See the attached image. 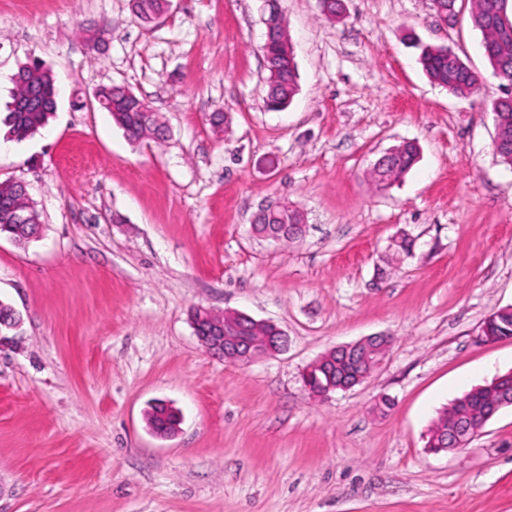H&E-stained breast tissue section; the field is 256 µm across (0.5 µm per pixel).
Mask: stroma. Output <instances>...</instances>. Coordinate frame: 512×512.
Masks as SVG:
<instances>
[{"mask_svg":"<svg viewBox=\"0 0 512 512\" xmlns=\"http://www.w3.org/2000/svg\"><path fill=\"white\" fill-rule=\"evenodd\" d=\"M281 7L298 91L273 111L263 0H173L150 29L130 0H0V112L29 59L57 88L39 134L0 144V182L24 181L42 221L29 246L0 235V301L21 317L0 334V512H512V407L466 448L426 447L444 407L512 370V338L478 340L512 305V168L482 36L429 0H344L337 21L320 0ZM419 41L452 47L478 92L431 83ZM112 84L160 114L164 142H131L98 107ZM405 140L418 162L371 182ZM275 199L303 211L301 239L252 234ZM402 233L415 247L396 258ZM200 306L273 321L288 346L215 358ZM381 335L364 383L305 389L307 365ZM157 401L174 436L148 424Z\"/></svg>","mask_w":512,"mask_h":512,"instance_id":"stroma-1","label":"stroma"}]
</instances>
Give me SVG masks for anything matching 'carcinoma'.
<instances>
[{
  "label": "carcinoma",
  "instance_id": "obj_1",
  "mask_svg": "<svg viewBox=\"0 0 512 512\" xmlns=\"http://www.w3.org/2000/svg\"><path fill=\"white\" fill-rule=\"evenodd\" d=\"M512 0H471L470 17L473 27L482 34V44L489 45L485 54L494 75L505 85H512V40L503 42L501 29L504 22H512L509 2ZM168 0H132L135 16L145 26L150 25L154 14L167 9ZM273 35L269 51L274 52L280 39L287 36V20L279 13L271 17ZM418 61L429 80L446 89L459 99L471 97L481 83V76L469 67L450 47L425 45L421 47ZM296 62L279 58L274 70L269 72L267 105L276 110L288 104L297 91ZM20 79L13 82V99L34 98L39 107L25 112L9 106L8 112L0 115V127L10 140L22 141L34 136L43 128L56 106V86L50 70L38 59H31L17 68ZM106 97L103 109L110 113L115 123L133 140H149L162 134L163 125L157 116L146 118V101L138 96L125 97L112 87L102 88ZM492 112L501 129L512 133V103L494 102ZM419 159V148L413 142L401 144L400 152L382 168L370 172L373 182L391 186L408 173ZM40 224V214L30 203L20 181L0 182V233L20 243L31 241ZM496 324L492 334L498 337L512 336V307L496 310ZM347 378L343 367L322 368L312 375V383L344 384ZM491 405L489 395L481 392L467 393L456 399L453 409H443L437 421L429 429L428 439L449 436L464 424H475L484 408Z\"/></svg>",
  "mask_w": 512,
  "mask_h": 512
}]
</instances>
